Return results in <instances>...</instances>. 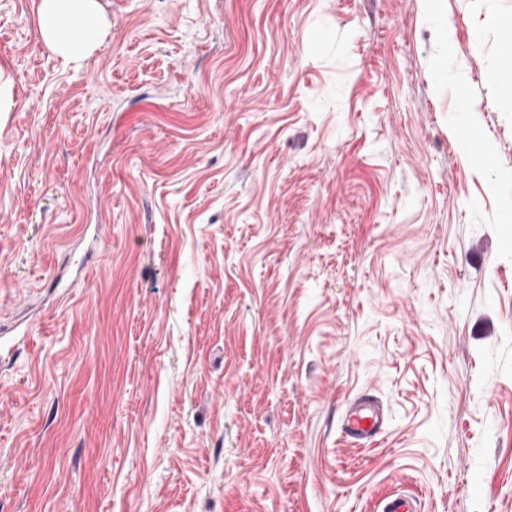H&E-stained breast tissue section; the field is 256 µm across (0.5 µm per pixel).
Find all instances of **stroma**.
<instances>
[{
	"label": "stroma",
	"mask_w": 512,
	"mask_h": 512,
	"mask_svg": "<svg viewBox=\"0 0 512 512\" xmlns=\"http://www.w3.org/2000/svg\"><path fill=\"white\" fill-rule=\"evenodd\" d=\"M100 2L0 0V512H512V0ZM36 19L50 51L76 68L90 57L107 26L99 0H39ZM384 422L381 408L374 403H365L347 415L344 428L347 436L360 444L370 442L380 431Z\"/></svg>",
	"instance_id": "obj_1"
}]
</instances>
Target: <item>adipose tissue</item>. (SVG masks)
I'll return each mask as SVG.
<instances>
[{"mask_svg":"<svg viewBox=\"0 0 512 512\" xmlns=\"http://www.w3.org/2000/svg\"><path fill=\"white\" fill-rule=\"evenodd\" d=\"M37 27L50 51L81 67L107 23L99 0H38Z\"/></svg>","mask_w":512,"mask_h":512,"instance_id":"1","label":"adipose tissue"}]
</instances>
